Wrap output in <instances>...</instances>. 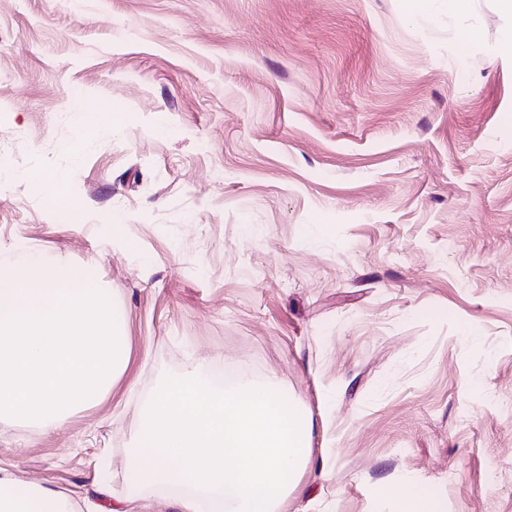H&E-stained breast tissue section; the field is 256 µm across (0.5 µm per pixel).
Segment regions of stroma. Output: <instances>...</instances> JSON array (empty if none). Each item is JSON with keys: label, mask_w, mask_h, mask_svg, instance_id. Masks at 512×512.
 Masks as SVG:
<instances>
[{"label": "stroma", "mask_w": 512, "mask_h": 512, "mask_svg": "<svg viewBox=\"0 0 512 512\" xmlns=\"http://www.w3.org/2000/svg\"><path fill=\"white\" fill-rule=\"evenodd\" d=\"M511 24L495 0H0V273L94 266L129 342L100 404L0 421V468L76 512H173L124 462L200 366L306 412L283 512H394L385 486L512 512ZM33 177L42 183L46 192L58 203L69 204L70 197L68 195L65 183L57 176L49 175L42 172H36Z\"/></svg>", "instance_id": "1"}]
</instances>
